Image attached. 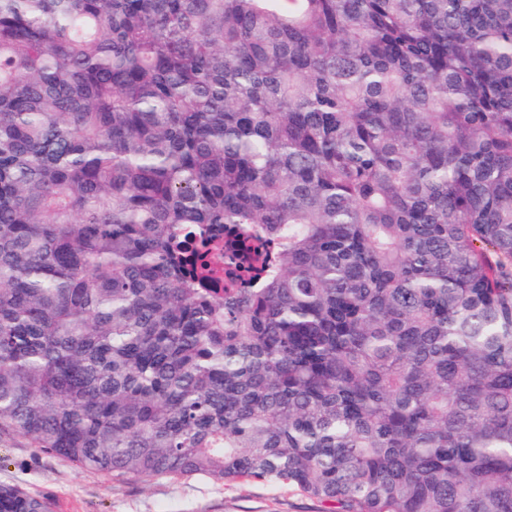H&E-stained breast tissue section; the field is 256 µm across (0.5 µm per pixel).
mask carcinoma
<instances>
[{
	"instance_id": "obj_1",
	"label": "carcinoma",
	"mask_w": 512,
	"mask_h": 512,
	"mask_svg": "<svg viewBox=\"0 0 512 512\" xmlns=\"http://www.w3.org/2000/svg\"><path fill=\"white\" fill-rule=\"evenodd\" d=\"M1 430L512 512V0H0Z\"/></svg>"
}]
</instances>
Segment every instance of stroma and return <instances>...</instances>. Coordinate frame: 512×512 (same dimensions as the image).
Wrapping results in <instances>:
<instances>
[{"mask_svg":"<svg viewBox=\"0 0 512 512\" xmlns=\"http://www.w3.org/2000/svg\"><path fill=\"white\" fill-rule=\"evenodd\" d=\"M1 485L45 498L51 512H324L322 503L287 485L118 480L41 453L7 431H0Z\"/></svg>","mask_w":512,"mask_h":512,"instance_id":"1","label":"stroma"}]
</instances>
